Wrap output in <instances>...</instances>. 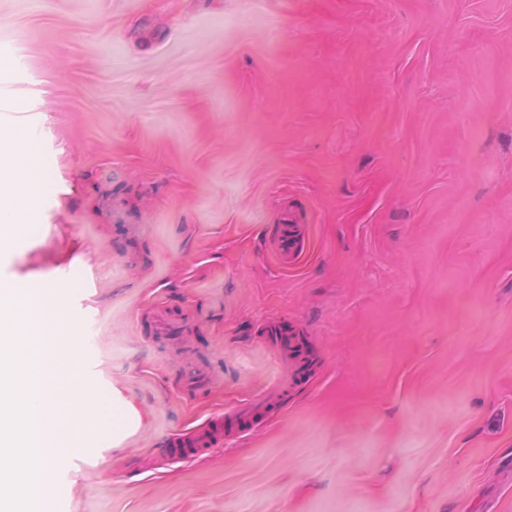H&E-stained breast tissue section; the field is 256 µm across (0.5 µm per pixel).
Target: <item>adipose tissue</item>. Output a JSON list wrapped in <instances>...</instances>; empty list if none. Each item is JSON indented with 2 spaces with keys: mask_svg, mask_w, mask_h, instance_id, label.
Wrapping results in <instances>:
<instances>
[{
  "mask_svg": "<svg viewBox=\"0 0 512 512\" xmlns=\"http://www.w3.org/2000/svg\"><path fill=\"white\" fill-rule=\"evenodd\" d=\"M52 184L36 143L23 137L21 128L0 130V254L13 251L21 237H35L39 231L31 223L33 210Z\"/></svg>",
  "mask_w": 512,
  "mask_h": 512,
  "instance_id": "adipose-tissue-1",
  "label": "adipose tissue"
}]
</instances>
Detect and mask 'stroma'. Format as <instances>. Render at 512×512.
<instances>
[{
    "label": "stroma",
    "mask_w": 512,
    "mask_h": 512,
    "mask_svg": "<svg viewBox=\"0 0 512 512\" xmlns=\"http://www.w3.org/2000/svg\"><path fill=\"white\" fill-rule=\"evenodd\" d=\"M1 57L55 183L0 278L79 279L84 371L142 417L54 512H512V0H0ZM293 222H296L295 211H289L288 209L282 222L271 224L269 228L271 246L279 263L285 270L294 266L306 247L305 224ZM264 404L263 399H253L246 403H238L225 407L224 412L217 417L207 419L200 425L201 427L179 434L171 443L170 448H167L169 454L174 460L189 455L195 448L202 444L203 431H206L207 435H209L210 431L224 432L225 426L230 430L237 429L240 426H249L253 420L250 410L258 405L261 407Z\"/></svg>",
    "instance_id": "stroma-1"
}]
</instances>
